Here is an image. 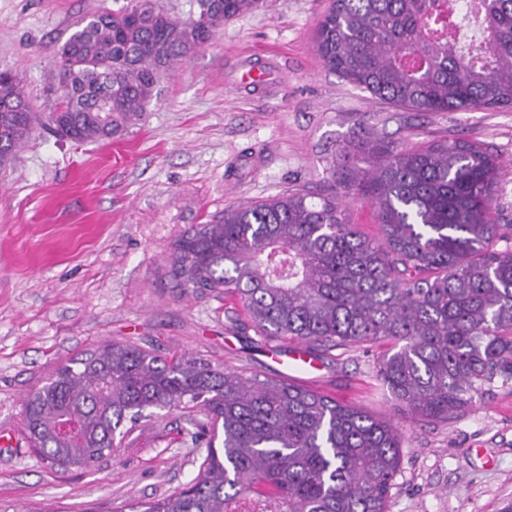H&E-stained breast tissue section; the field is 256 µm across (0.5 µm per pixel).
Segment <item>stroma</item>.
<instances>
[{
	"label": "stroma",
	"instance_id": "35a3bbf8",
	"mask_svg": "<svg viewBox=\"0 0 512 512\" xmlns=\"http://www.w3.org/2000/svg\"><path fill=\"white\" fill-rule=\"evenodd\" d=\"M127 0H0V70L34 111L55 98V50L78 18ZM329 0H263L219 27L162 80L143 120L109 142L36 131L0 165V512H122L188 487L206 440L203 410L141 420L89 471L60 473L33 448L26 395L60 365L116 342L277 377L289 343L253 328L241 303L173 288L171 243L225 209L295 189L324 193L365 140L406 148L465 139L502 175L495 220L512 225V109L415 112L327 70L315 50ZM273 84L241 85L244 69ZM385 346L317 353L294 382L404 435L389 512H504L512 506V389L445 421L404 414L377 380Z\"/></svg>",
	"mask_w": 512,
	"mask_h": 512
}]
</instances>
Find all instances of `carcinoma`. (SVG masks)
<instances>
[{"label": "carcinoma", "mask_w": 512, "mask_h": 512, "mask_svg": "<svg viewBox=\"0 0 512 512\" xmlns=\"http://www.w3.org/2000/svg\"><path fill=\"white\" fill-rule=\"evenodd\" d=\"M195 18L155 0L88 15L55 51L67 90L30 110L0 71V154L39 127L105 142L139 122L161 79L259 0H198ZM325 66L416 112L512 108V0H332L320 23ZM497 157L458 139L403 149L371 142L341 173L344 193L285 195L224 210L170 247L185 292L242 303L263 336L325 350L385 342L382 386L414 418L446 420L495 385L512 386V225L494 221ZM377 208L380 237L347 218L345 198ZM198 407L212 429L186 489L128 512H388L402 436L387 420L284 380L186 354L103 346L63 365L24 401L44 460L81 471L112 454L125 423Z\"/></svg>", "instance_id": "obj_1"}]
</instances>
